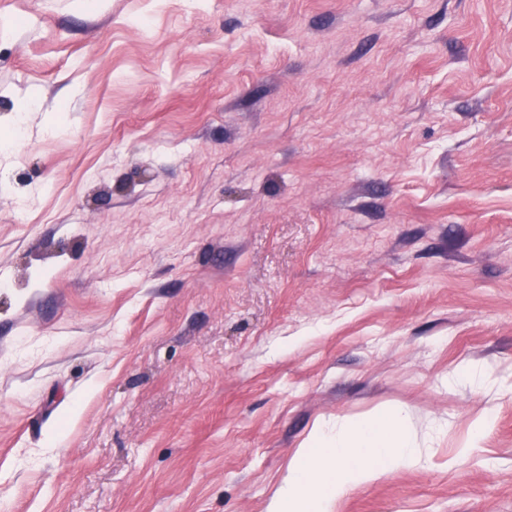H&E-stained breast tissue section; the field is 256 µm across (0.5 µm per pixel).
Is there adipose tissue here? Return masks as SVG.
<instances>
[{
    "label": "adipose tissue",
    "mask_w": 512,
    "mask_h": 512,
    "mask_svg": "<svg viewBox=\"0 0 512 512\" xmlns=\"http://www.w3.org/2000/svg\"><path fill=\"white\" fill-rule=\"evenodd\" d=\"M402 410L382 406L348 421L336 434L314 430L295 466L270 501L268 512H332L353 486L416 465Z\"/></svg>",
    "instance_id": "adipose-tissue-1"
}]
</instances>
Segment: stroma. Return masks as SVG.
I'll use <instances>...</instances> for the list:
<instances>
[{
    "label": "stroma",
    "instance_id": "1",
    "mask_svg": "<svg viewBox=\"0 0 512 512\" xmlns=\"http://www.w3.org/2000/svg\"><path fill=\"white\" fill-rule=\"evenodd\" d=\"M383 405L333 512H512V0H0V512H266ZM402 410L382 406L350 420L336 434L314 430L295 467L270 501L268 512H331L353 486L416 465Z\"/></svg>",
    "mask_w": 512,
    "mask_h": 512
}]
</instances>
